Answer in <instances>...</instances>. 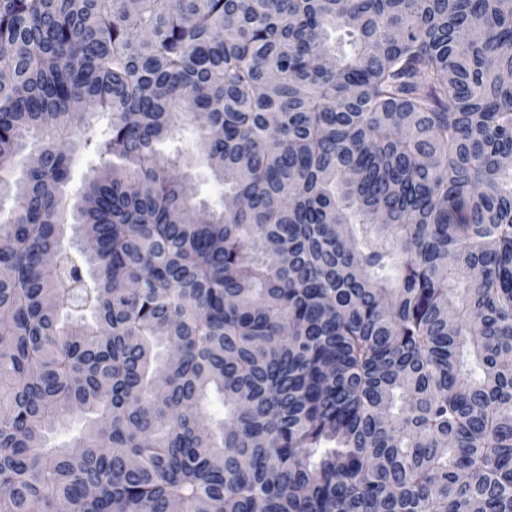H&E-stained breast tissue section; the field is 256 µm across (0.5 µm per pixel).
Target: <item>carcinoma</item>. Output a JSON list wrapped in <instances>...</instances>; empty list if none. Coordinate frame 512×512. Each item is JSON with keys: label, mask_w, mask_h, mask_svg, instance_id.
Returning <instances> with one entry per match:
<instances>
[{"label": "carcinoma", "mask_w": 512, "mask_h": 512, "mask_svg": "<svg viewBox=\"0 0 512 512\" xmlns=\"http://www.w3.org/2000/svg\"><path fill=\"white\" fill-rule=\"evenodd\" d=\"M0 71V512H512V0H0ZM191 171L199 195L207 198L214 204L219 203L222 197V190L214 184L209 170L204 166L193 164Z\"/></svg>", "instance_id": "carcinoma-1"}]
</instances>
